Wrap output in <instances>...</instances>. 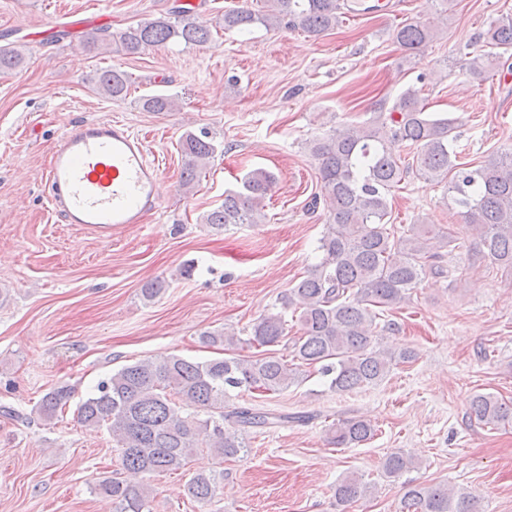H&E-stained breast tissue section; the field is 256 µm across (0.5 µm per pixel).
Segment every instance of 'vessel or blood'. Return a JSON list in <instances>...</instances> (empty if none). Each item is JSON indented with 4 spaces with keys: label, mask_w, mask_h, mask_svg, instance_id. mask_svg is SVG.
<instances>
[{
    "label": "vessel or blood",
    "mask_w": 512,
    "mask_h": 512,
    "mask_svg": "<svg viewBox=\"0 0 512 512\" xmlns=\"http://www.w3.org/2000/svg\"><path fill=\"white\" fill-rule=\"evenodd\" d=\"M51 211L67 224L115 228L142 223L163 192L147 143L113 118L64 132L42 176Z\"/></svg>",
    "instance_id": "1"
}]
</instances>
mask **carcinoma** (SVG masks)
Returning a JSON list of instances; mask_svg holds the SVG:
<instances>
[{"mask_svg":"<svg viewBox=\"0 0 512 512\" xmlns=\"http://www.w3.org/2000/svg\"><path fill=\"white\" fill-rule=\"evenodd\" d=\"M269 9L260 14L248 5L224 11L211 23L195 18L182 7L139 21L119 34L118 44L127 54L149 47L172 44L206 46L211 27L247 33L260 24L267 28L291 26L311 36L336 27L343 14L340 0H267ZM435 35L432 27L415 22L402 25L395 38L405 55L421 50ZM512 52V16L492 24L482 35L480 49L469 56L470 74L483 80L502 65ZM24 62L22 49L0 47V74L13 72ZM98 94L113 100L126 97L130 78L116 67L100 70L94 78ZM143 110L166 112L172 97L147 95ZM457 119L446 113L428 112L411 86L395 100L390 111L380 112L360 127L344 126L309 144L318 161V175L329 212L328 227L319 239L320 261L288 289L282 311L262 316L251 328L248 344L279 345L288 336L284 311L293 309L301 334L291 340V359L264 353L245 359L234 353L241 339L224 330L200 334L206 345L224 346V357L199 362L171 355L126 365L101 381L96 391L77 410L78 422L86 427L106 426L121 450L123 469L159 474L178 471L200 450H207L223 464L246 448L242 433L254 428H272L290 419L286 414L259 412L238 406L224 411L231 392L257 390L276 392L294 383L304 366L316 367L338 392L375 385L390 366L408 363L414 351L397 354L380 349L376 319L380 313L404 303L427 273L444 274L438 260L457 241L441 229L420 225L406 237H395L389 227V195L409 171L421 178L443 183L460 208L464 223L479 234L484 256L512 269V151L502 152L474 168L464 167L457 151ZM401 142L411 159L393 153ZM179 149L184 158L180 186L193 187L198 174L217 151L208 133H188ZM276 178L264 168L247 173L242 187L224 193L220 206L204 221L216 228L258 224L265 217V200ZM72 396V388L58 386L37 403L39 414L53 419ZM203 409L212 416L200 420ZM471 414L483 425L512 424V403L491 393H477L470 402ZM229 428H224V424ZM329 442L337 448L361 445L374 437L367 421L351 418L328 428ZM413 468L401 453L385 458L383 469L398 478ZM224 480V471L194 475L188 495L199 503L214 498ZM96 492L112 501L115 512H150V488H133L117 477H105ZM336 503L346 507L369 495V487L355 476L336 484ZM400 512H477L474 498L454 494L441 485L408 487Z\"/></svg>","mask_w":512,"mask_h":512,"instance_id":"carcinoma-1","label":"carcinoma"}]
</instances>
